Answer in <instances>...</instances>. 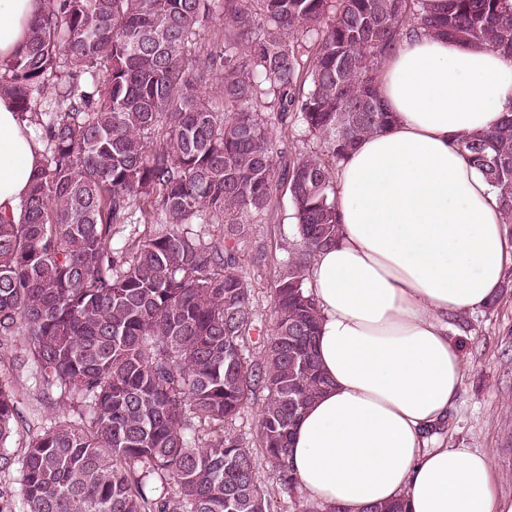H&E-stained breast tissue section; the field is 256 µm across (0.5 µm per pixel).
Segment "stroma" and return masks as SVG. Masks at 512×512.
Here are the masks:
<instances>
[{
	"label": "stroma",
	"instance_id": "obj_1",
	"mask_svg": "<svg viewBox=\"0 0 512 512\" xmlns=\"http://www.w3.org/2000/svg\"><path fill=\"white\" fill-rule=\"evenodd\" d=\"M292 203L281 196L273 211L251 224L241 245L244 273L253 291L257 322L263 334L273 327L271 291L280 262L295 237L288 215ZM268 259H251L256 246ZM466 365L461 391L448 412V422L436 430L437 440L450 448H469L490 456L499 492L512 495V294L497 307L479 308L452 320ZM16 341L0 342V380L18 388L19 408L32 424L50 425L62 415L61 407L44 404L26 369L13 366Z\"/></svg>",
	"mask_w": 512,
	"mask_h": 512
}]
</instances>
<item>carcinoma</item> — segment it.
<instances>
[{
	"label": "carcinoma",
	"mask_w": 512,
	"mask_h": 512,
	"mask_svg": "<svg viewBox=\"0 0 512 512\" xmlns=\"http://www.w3.org/2000/svg\"><path fill=\"white\" fill-rule=\"evenodd\" d=\"M449 2L46 0L0 64V95L45 153L17 219L0 216V338L22 337L15 362L69 407L12 455L1 447L27 421L0 383V476L20 465L25 512H271L275 490L297 492L291 429L328 386L308 273L339 237L336 170L391 122L380 60L420 34L512 54L503 0ZM74 69L85 86L65 81ZM290 112L318 149L278 148ZM159 127L153 153L145 134ZM453 145L497 190L512 242V110ZM283 192L297 240L251 360L238 246ZM137 212L161 229L110 245ZM198 220L224 239L196 237ZM260 394L258 455L233 421ZM0 512H17L2 481Z\"/></svg>",
	"instance_id": "cac0c4a2"
}]
</instances>
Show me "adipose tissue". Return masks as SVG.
I'll use <instances>...</instances> for the list:
<instances>
[{
  "instance_id": "obj_1",
  "label": "adipose tissue",
  "mask_w": 512,
  "mask_h": 512,
  "mask_svg": "<svg viewBox=\"0 0 512 512\" xmlns=\"http://www.w3.org/2000/svg\"><path fill=\"white\" fill-rule=\"evenodd\" d=\"M44 7L0 0V62ZM377 89L393 120L341 163L339 239L309 271L329 386L293 431V467L321 512L400 498L407 512H512L488 454L424 440L464 379L448 318L492 300L512 261L494 188L452 144L512 109V58L445 35L406 37L382 57ZM41 164V144L0 95V215H18Z\"/></svg>"
}]
</instances>
